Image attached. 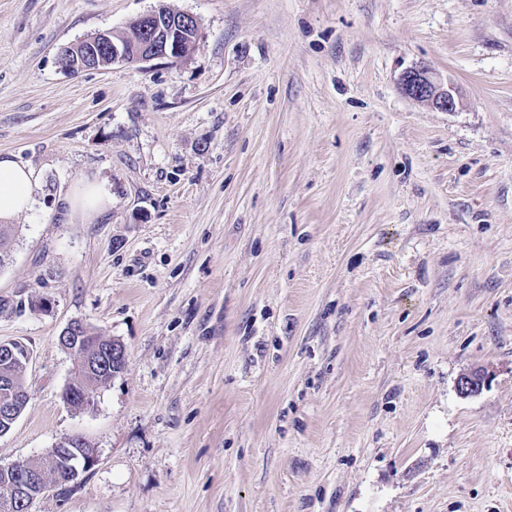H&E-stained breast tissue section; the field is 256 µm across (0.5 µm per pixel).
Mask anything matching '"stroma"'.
I'll return each mask as SVG.
<instances>
[{"mask_svg":"<svg viewBox=\"0 0 512 512\" xmlns=\"http://www.w3.org/2000/svg\"><path fill=\"white\" fill-rule=\"evenodd\" d=\"M159 8L199 21L183 58L63 60ZM0 153L38 178L0 465L96 453L30 512H512V0H0ZM73 321L128 352L83 409ZM401 88L409 97L442 112H452L457 107L452 85L445 87L427 67L407 70L402 76ZM72 209L91 217L112 204L111 190L95 181H84L69 197ZM19 344L22 345L21 343ZM21 349H24L25 358L21 355ZM21 349L16 342H0V358L2 360L0 363V402L13 398V395H16L18 406H22V410H24L28 402V394L23 381V374L27 362L29 361V355L23 345ZM18 359H22L24 361L22 362V360ZM14 360L18 361L13 362L11 365L6 367L3 365V361L11 362ZM5 374H7L11 379V390H5L2 385L3 376ZM21 397H24V401H21Z\"/></svg>","mask_w":512,"mask_h":512,"instance_id":"1","label":"stroma"}]
</instances>
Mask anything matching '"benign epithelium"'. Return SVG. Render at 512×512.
I'll return each instance as SVG.
<instances>
[{
    "instance_id": "benign-epithelium-1",
    "label": "benign epithelium",
    "mask_w": 512,
    "mask_h": 512,
    "mask_svg": "<svg viewBox=\"0 0 512 512\" xmlns=\"http://www.w3.org/2000/svg\"><path fill=\"white\" fill-rule=\"evenodd\" d=\"M143 38L137 45L129 46L123 42H112L109 33H98L99 42H112L111 62L146 63L154 59H178L184 56V40H195L199 35L198 19L188 13L176 12L162 19V14L152 11L141 16ZM91 48L79 51L74 68L92 69L98 58L94 49L96 42H90ZM401 88L409 97L442 112H452L457 107L452 85H444L437 75L427 67H415L407 70L401 79ZM80 323L72 322L62 331L59 340L64 349L81 354V370L84 384L68 392V397H80L85 405H90L88 390L102 382H108L122 373L127 366V354L123 344L115 339L96 336L92 353L83 349L87 337L77 336ZM484 385V375L470 372L461 376L458 382L460 394L475 395ZM74 454L70 468V479L75 481L79 474L94 465L95 451L92 448L76 449L69 438L60 439L52 448L41 455L15 462L9 466H0V473L16 479L19 503L29 510L33 502L43 497L52 487L45 477L49 467Z\"/></svg>"
}]
</instances>
